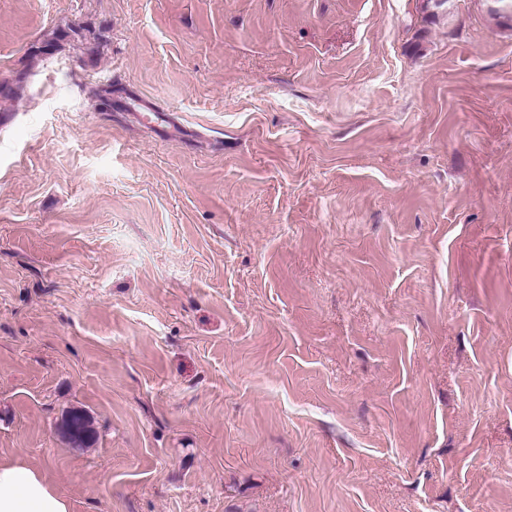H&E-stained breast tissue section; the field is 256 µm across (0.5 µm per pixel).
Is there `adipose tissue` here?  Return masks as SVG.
I'll return each instance as SVG.
<instances>
[{
	"label": "adipose tissue",
	"instance_id": "adipose-tissue-1",
	"mask_svg": "<svg viewBox=\"0 0 512 512\" xmlns=\"http://www.w3.org/2000/svg\"><path fill=\"white\" fill-rule=\"evenodd\" d=\"M0 512H70V507L41 470L0 461Z\"/></svg>",
	"mask_w": 512,
	"mask_h": 512
}]
</instances>
